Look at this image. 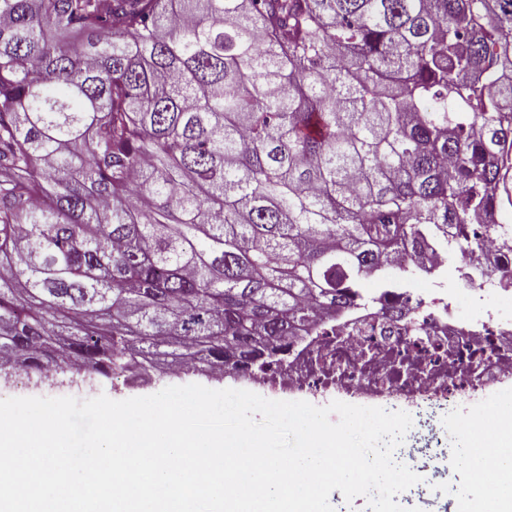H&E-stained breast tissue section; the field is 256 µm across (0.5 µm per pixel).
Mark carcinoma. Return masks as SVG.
Returning a JSON list of instances; mask_svg holds the SVG:
<instances>
[{
  "mask_svg": "<svg viewBox=\"0 0 512 512\" xmlns=\"http://www.w3.org/2000/svg\"><path fill=\"white\" fill-rule=\"evenodd\" d=\"M512 0H0V371L244 377L512 206Z\"/></svg>",
  "mask_w": 512,
  "mask_h": 512,
  "instance_id": "carcinoma-1",
  "label": "carcinoma"
}]
</instances>
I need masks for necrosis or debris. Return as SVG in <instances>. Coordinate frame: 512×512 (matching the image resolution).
Returning a JSON list of instances; mask_svg holds the SVG:
<instances>
[{
	"mask_svg": "<svg viewBox=\"0 0 512 512\" xmlns=\"http://www.w3.org/2000/svg\"><path fill=\"white\" fill-rule=\"evenodd\" d=\"M479 230L461 229L459 265L450 266L447 251L436 252L413 290L376 289L369 302L308 326L304 340L289 339L287 362L267 381L288 392L383 396L391 410L420 398L430 415L478 387L511 381L512 318L497 301L512 290V253L494 240L475 242ZM450 271L458 287L440 290L438 278ZM472 301L484 303V313L460 315V303Z\"/></svg>",
	"mask_w": 512,
	"mask_h": 512,
	"instance_id": "4bbe7bcc",
	"label": "necrosis or debris"
}]
</instances>
